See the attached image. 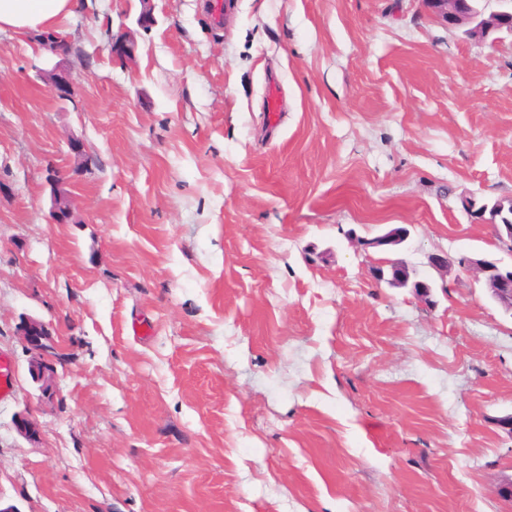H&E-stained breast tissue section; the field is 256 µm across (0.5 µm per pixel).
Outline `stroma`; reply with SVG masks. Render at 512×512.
<instances>
[{
  "label": "stroma",
  "mask_w": 512,
  "mask_h": 512,
  "mask_svg": "<svg viewBox=\"0 0 512 512\" xmlns=\"http://www.w3.org/2000/svg\"><path fill=\"white\" fill-rule=\"evenodd\" d=\"M209 3L76 0L63 56L0 35V506L512 512V315L428 264H512L462 205L512 198V34L427 0ZM395 226L432 304L374 272ZM18 332L31 354L28 372L35 373L36 381L43 384V388H40V400L43 403L53 404L58 395V389L51 325L40 319L27 318L19 327ZM48 387V391L43 392Z\"/></svg>",
  "instance_id": "stroma-1"
}]
</instances>
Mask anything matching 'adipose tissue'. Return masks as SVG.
<instances>
[{"label":"adipose tissue","instance_id":"adipose-tissue-1","mask_svg":"<svg viewBox=\"0 0 512 512\" xmlns=\"http://www.w3.org/2000/svg\"><path fill=\"white\" fill-rule=\"evenodd\" d=\"M75 7V0H0V35L58 32Z\"/></svg>","mask_w":512,"mask_h":512}]
</instances>
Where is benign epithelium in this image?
Listing matches in <instances>:
<instances>
[{
	"mask_svg": "<svg viewBox=\"0 0 512 512\" xmlns=\"http://www.w3.org/2000/svg\"><path fill=\"white\" fill-rule=\"evenodd\" d=\"M499 9L484 14L471 6V0H430L436 16L448 26L467 25V34L473 39L486 40L494 33L512 34V0H499ZM499 248L512 254V224L493 225ZM407 229L391 228L374 237L369 245L374 248L391 249L401 245L407 239ZM429 263L439 271L448 272V268L457 265L467 271L483 276L485 284L502 310L512 316V267L506 268L498 262L461 256L452 261L448 256L433 254ZM19 335L31 354L28 371L37 376V382L43 384L40 392L43 403L52 404L58 395L57 371L54 361V340L51 325L36 318H29L19 327Z\"/></svg>",
	"mask_w": 512,
	"mask_h": 512,
	"instance_id": "7a95c632",
	"label": "benign epithelium"
}]
</instances>
